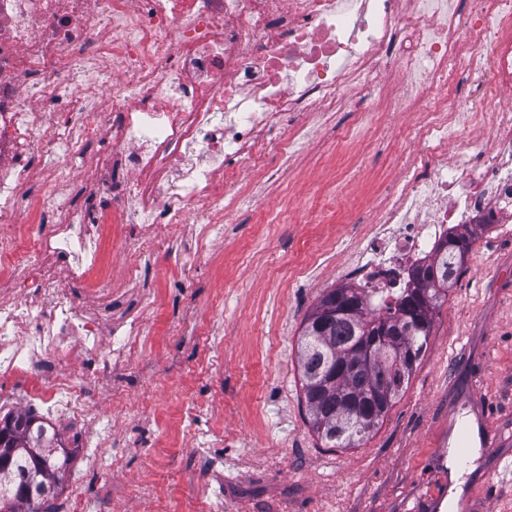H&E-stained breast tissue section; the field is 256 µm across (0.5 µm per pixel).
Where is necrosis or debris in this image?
<instances>
[{"label": "necrosis or debris", "instance_id": "necrosis-or-debris-1", "mask_svg": "<svg viewBox=\"0 0 512 512\" xmlns=\"http://www.w3.org/2000/svg\"><path fill=\"white\" fill-rule=\"evenodd\" d=\"M357 92V123L413 118L397 185L352 218L345 273L382 310L451 231L512 216V0H0V387L95 462L111 430L89 397L148 342L133 318L103 338L113 301L187 220L167 259L185 281L207 266L246 174L277 178L301 115ZM35 157L53 166L34 197ZM108 235L134 254L119 281L97 271Z\"/></svg>", "mask_w": 512, "mask_h": 512}]
</instances>
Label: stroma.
I'll return each mask as SVG.
<instances>
[{
    "mask_svg": "<svg viewBox=\"0 0 512 512\" xmlns=\"http://www.w3.org/2000/svg\"><path fill=\"white\" fill-rule=\"evenodd\" d=\"M412 119L397 112L356 130L351 112L332 125L307 120L309 142L277 182L259 184L262 205L245 201L210 243L211 263L187 285L174 269H146L113 305L141 320L150 345L111 411L112 440L97 464L73 454L65 482L81 479L77 512H512V477L496 458L512 456V244L491 246L487 227L465 226L462 273L435 312L429 347L378 429L357 448L326 446L309 422L297 368L305 315L340 274L354 242L351 211L380 201L385 166L408 142ZM328 205L327 223L311 213ZM317 276L304 269L318 253ZM154 295L156 308L146 307ZM199 313L183 335H168L184 309ZM221 360L218 369L206 361ZM223 433L203 448L185 412ZM485 416L473 470L452 486L449 415Z\"/></svg>",
    "mask_w": 512,
    "mask_h": 512,
    "instance_id": "obj_1",
    "label": "stroma"
}]
</instances>
